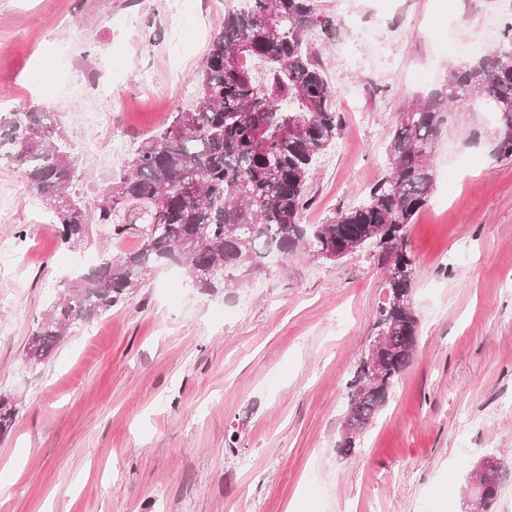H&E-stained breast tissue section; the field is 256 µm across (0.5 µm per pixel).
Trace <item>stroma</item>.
<instances>
[{
  "label": "stroma",
  "mask_w": 512,
  "mask_h": 512,
  "mask_svg": "<svg viewBox=\"0 0 512 512\" xmlns=\"http://www.w3.org/2000/svg\"><path fill=\"white\" fill-rule=\"evenodd\" d=\"M0 0V112L72 102L73 73L109 67L105 126L73 133L126 153L160 130L239 0ZM306 35L335 89V144L308 186L306 224L361 202L386 169L403 112L495 46L504 0H315ZM150 74L143 85L141 74ZM487 100L455 102L432 153L434 191L405 228L418 351L355 453H339L345 386L366 349L389 265L367 246L335 262L289 258L248 287L209 294L178 268L86 322L45 363L33 326L102 252L149 226L62 244L0 162V393L18 417L0 439V512H464L471 468L504 464L493 512H512V158L494 153Z\"/></svg>",
  "instance_id": "1"
}]
</instances>
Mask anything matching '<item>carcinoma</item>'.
Here are the masks:
<instances>
[{
	"instance_id": "cac0c4a2",
	"label": "carcinoma",
	"mask_w": 512,
	"mask_h": 512,
	"mask_svg": "<svg viewBox=\"0 0 512 512\" xmlns=\"http://www.w3.org/2000/svg\"><path fill=\"white\" fill-rule=\"evenodd\" d=\"M314 0H250L224 14L196 76L197 104L172 113L169 123L142 140L122 169L90 195L78 194L80 160L69 145L59 112L31 108L0 113V161L21 169L62 242L93 244L96 226L126 231L119 219L133 204L162 211V225L140 246L104 255L89 273L68 283L29 338L41 359L65 336L119 305L169 263L191 286L207 292L243 287L282 265L297 249L340 256L372 243L389 249L391 266H415L404 227L427 204L434 187L430 157L448 103L487 100L497 126L512 122V21L502 43L452 71L446 88L408 107L391 132L388 175L360 204L326 224H303L307 184L316 158L339 130L335 91L305 42L318 25ZM414 276L384 281L394 304L375 318L389 336L376 377L360 364L347 383L343 423L363 432L385 405L417 353L419 322L409 305ZM14 400L0 396V434L17 417ZM476 512H489L502 484L501 462L482 475Z\"/></svg>"
}]
</instances>
